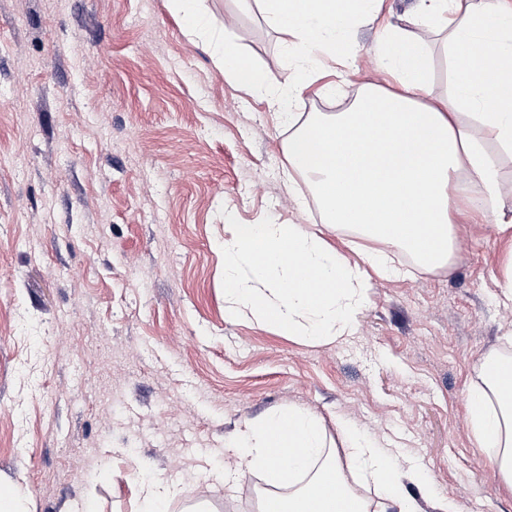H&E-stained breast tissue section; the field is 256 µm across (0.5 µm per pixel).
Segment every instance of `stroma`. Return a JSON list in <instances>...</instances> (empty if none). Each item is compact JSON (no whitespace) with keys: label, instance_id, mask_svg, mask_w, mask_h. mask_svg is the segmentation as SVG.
Here are the masks:
<instances>
[{"label":"stroma","instance_id":"obj_1","mask_svg":"<svg viewBox=\"0 0 512 512\" xmlns=\"http://www.w3.org/2000/svg\"><path fill=\"white\" fill-rule=\"evenodd\" d=\"M206 7L230 53L289 74L247 0ZM376 39L319 53L301 111L392 87ZM275 98L225 79L170 0H0V483L22 512H137L156 480L164 512H256L264 480L235 475L227 443L288 405L334 454L342 422L391 449L422 512H512L467 406L480 357L512 345V233L481 211L450 268L404 254L372 279L341 341L225 315V222L299 224L362 260L289 191Z\"/></svg>","mask_w":512,"mask_h":512}]
</instances>
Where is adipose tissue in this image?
<instances>
[{
  "label": "adipose tissue",
  "instance_id": "1",
  "mask_svg": "<svg viewBox=\"0 0 512 512\" xmlns=\"http://www.w3.org/2000/svg\"><path fill=\"white\" fill-rule=\"evenodd\" d=\"M382 0H254L263 19L289 38L294 69L309 73L315 52L344 55L360 26L376 23ZM436 33L454 71L451 94L433 97L429 55L413 27ZM217 69L240 86L277 89L290 135L288 166L303 177L327 227L371 242L364 266L350 265L320 236L297 224L224 227L225 313L251 314L290 336L327 341L352 332L366 297L367 274L399 276V253L434 270L450 266L455 216L471 202L512 229V194L500 159L512 156V0H415L407 25H383L375 47L398 90L363 87L342 112L303 114L298 87L271 78L233 56L223 39L210 42ZM512 356L491 348L478 362L481 383L468 395L475 430L512 490V395L492 366ZM345 462L329 451L309 414L290 407L248 422L238 434L240 474H261L277 487L280 512H373L353 493L347 473L382 493L392 512H419L404 493L408 471L387 451L342 428ZM280 448L297 449L291 460Z\"/></svg>",
  "mask_w": 512,
  "mask_h": 512
}]
</instances>
